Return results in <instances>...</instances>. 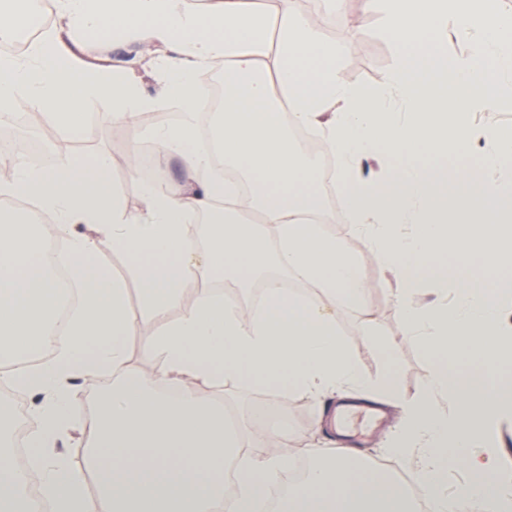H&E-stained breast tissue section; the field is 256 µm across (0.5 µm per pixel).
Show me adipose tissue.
Masks as SVG:
<instances>
[{
    "instance_id": "1",
    "label": "adipose tissue",
    "mask_w": 512,
    "mask_h": 512,
    "mask_svg": "<svg viewBox=\"0 0 512 512\" xmlns=\"http://www.w3.org/2000/svg\"><path fill=\"white\" fill-rule=\"evenodd\" d=\"M54 0L55 26L21 56H0V105L65 110L70 130L82 126V103L112 100L108 120L135 125L151 102L131 67L90 76L80 45L109 26L130 42L163 47L158 71L170 81L181 119L157 129L161 155L180 156L184 183L163 191L141 187L143 207L127 211L110 181L111 161L99 156L41 170L13 167L0 193L24 196L50 212L48 232L0 218V364L20 354L50 351V359L0 374V383L39 398L37 427L27 446L31 470H18L0 445V512H33L20 492L37 478L52 512H246L250 498L270 489L291 462L278 449L287 425L256 438L227 425L219 392L225 382L267 385L312 400L351 392L376 394L401 406V424L387 447L389 463L416 467L432 512H512L493 467L495 432L512 418V385L493 374L512 364V131L492 130L483 154L485 179L462 166L419 163L470 142L467 109L496 111L499 92L512 88V10L501 0H364L382 17V33L398 63L375 87L343 82L340 49L294 0H276L275 13L244 9L241 0ZM464 38L469 50L451 57L441 38ZM224 65L227 96L215 122L224 160L252 184V224L240 216L235 188L210 176V154L195 150L198 74ZM317 130L338 157L362 234L381 268L398 282L405 332L436 355L427 387L400 402L392 372L369 381L336 333L328 295L360 301L368 288L343 240L319 224L301 223L317 210L316 161L288 135L289 125ZM398 155L384 173L367 177L368 158ZM210 219L203 249L187 248L191 221ZM413 225L411 234L402 225ZM68 244V273L78 311L60 333V289L46 260L47 236ZM277 246H270V238ZM132 259L142 318L157 328L146 339L153 375L130 363L128 336L138 321L127 309L124 279L101 259L100 239ZM478 256L486 269L446 266L443 252ZM278 267L325 291L312 299L269 282L259 317L244 320L215 284L265 276ZM434 282L455 292L454 309L418 310L414 288ZM178 317H171L172 309ZM141 318V319H142ZM108 372L112 386L89 422H78L71 395L76 380ZM76 437L82 464L58 451ZM316 462L289 488L279 512H413L389 473L363 467L354 449L308 450ZM466 474L449 493L447 476Z\"/></svg>"
}]
</instances>
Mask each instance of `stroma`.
Instances as JSON below:
<instances>
[{
    "mask_svg": "<svg viewBox=\"0 0 512 512\" xmlns=\"http://www.w3.org/2000/svg\"><path fill=\"white\" fill-rule=\"evenodd\" d=\"M296 7L311 14L319 21L324 35L343 49L339 75L344 81L375 87L384 82L397 62L394 44L381 34L380 16L364 11L363 0H345L346 19L323 14L320 0H297ZM86 58H102L107 65L120 66L130 57H137L136 73L141 78L146 94L152 99V111L178 112L177 102L165 91V78L152 67L154 51L135 50L128 42L87 41ZM112 101L95 98L83 106L85 128L68 132L65 124L57 130L67 133L73 145L70 153L56 155L53 165L79 159L88 160L97 155L108 156L114 162L112 183L120 192L124 205L133 211L140 210L142 199L140 185L145 177L140 168L131 164L132 154L141 153L148 146L151 124L139 122L137 129L122 122H107L106 112L111 111ZM328 234L345 239L352 255L360 264L368 283L364 302L355 305L348 299L336 300V330L356 358L363 374L376 378L385 369H392L400 392L408 398L418 396L429 381L433 358L416 339L407 336L395 300V278L379 266L366 240L352 232L350 223L326 225ZM276 405L285 411L292 425L298 429L284 454L292 460L302 459V450L310 445L323 448L339 444L356 449L370 465H377L388 440L396 430L401 409L390 406L386 418L373 429L355 424L353 437H344L327 431H315L314 423L326 418L333 403H313L286 392L276 395Z\"/></svg>",
    "mask_w": 512,
    "mask_h": 512,
    "instance_id": "35a3bbf8",
    "label": "stroma"
}]
</instances>
